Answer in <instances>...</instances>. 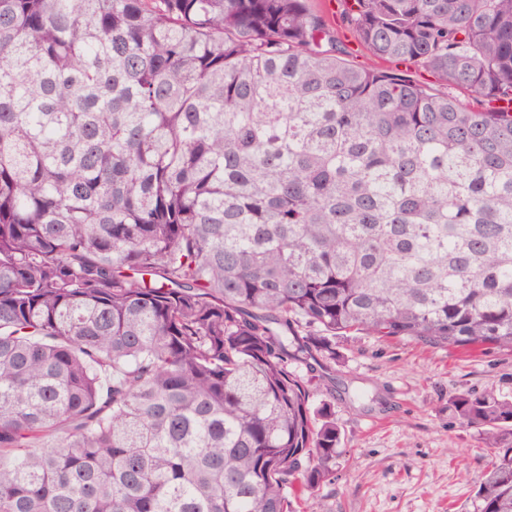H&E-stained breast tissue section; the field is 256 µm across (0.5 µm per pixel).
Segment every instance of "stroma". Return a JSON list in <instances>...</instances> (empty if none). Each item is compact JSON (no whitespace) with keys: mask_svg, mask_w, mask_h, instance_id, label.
Returning a JSON list of instances; mask_svg holds the SVG:
<instances>
[{"mask_svg":"<svg viewBox=\"0 0 512 512\" xmlns=\"http://www.w3.org/2000/svg\"><path fill=\"white\" fill-rule=\"evenodd\" d=\"M336 352L318 396L341 437L318 492L327 512H478L483 445L449 402L512 398V352L360 334L337 338Z\"/></svg>","mask_w":512,"mask_h":512,"instance_id":"obj_1","label":"stroma"}]
</instances>
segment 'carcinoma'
I'll return each mask as SVG.
<instances>
[{
    "label": "carcinoma",
    "instance_id": "carcinoma-1",
    "mask_svg": "<svg viewBox=\"0 0 512 512\" xmlns=\"http://www.w3.org/2000/svg\"><path fill=\"white\" fill-rule=\"evenodd\" d=\"M340 2L394 67L310 0H0V512H295L337 337L512 352V0ZM451 406L512 512V399ZM317 9L325 12L329 15L333 24L337 28L342 41L346 44L348 50L351 52L350 59L355 62L356 65L362 67H383L390 68L391 64H381L371 55H369L364 48L359 45L354 39L352 33L342 23L340 17L339 0H313ZM327 9L329 11H327Z\"/></svg>",
    "mask_w": 512,
    "mask_h": 512
}]
</instances>
